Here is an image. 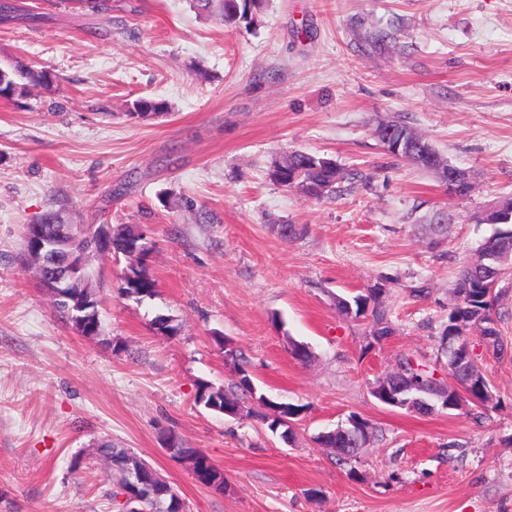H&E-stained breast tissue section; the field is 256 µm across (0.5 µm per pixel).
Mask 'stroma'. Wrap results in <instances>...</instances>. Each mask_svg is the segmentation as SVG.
<instances>
[{
	"mask_svg": "<svg viewBox=\"0 0 512 512\" xmlns=\"http://www.w3.org/2000/svg\"><path fill=\"white\" fill-rule=\"evenodd\" d=\"M25 3L44 20L0 25V66L49 79L0 99V512H118L103 441L150 463L189 512H512V283L503 352L466 334L492 403L427 415L370 393L405 357L448 376L460 266L495 230L480 214L512 197V0H266L249 29L189 0H112L106 17ZM378 30L382 49L364 40ZM145 96L168 113L130 117ZM394 118L470 171L468 199L382 147L374 130ZM292 150L362 179L321 200L286 189L268 170ZM48 210L146 235L153 298L120 295L124 256L93 264L105 341L55 315L20 264L25 225ZM373 290L394 328L379 342L369 317L336 307ZM159 314L178 335L154 330ZM241 367L302 405L291 441L196 405L198 381L231 391ZM352 414L373 437L349 466L316 438ZM164 430L223 470L224 493L162 451Z\"/></svg>",
	"mask_w": 512,
	"mask_h": 512,
	"instance_id": "35a3bbf8",
	"label": "stroma"
}]
</instances>
